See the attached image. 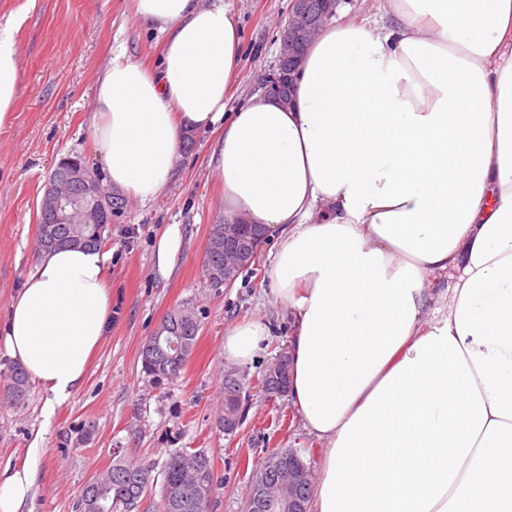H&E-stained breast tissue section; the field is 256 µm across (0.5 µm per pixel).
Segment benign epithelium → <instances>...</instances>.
<instances>
[{
    "label": "benign epithelium",
    "instance_id": "1",
    "mask_svg": "<svg viewBox=\"0 0 512 512\" xmlns=\"http://www.w3.org/2000/svg\"><path fill=\"white\" fill-rule=\"evenodd\" d=\"M337 0H293L288 24L282 38L288 45L293 63L288 70L273 67L265 72L259 87L269 96L285 100L283 88H293L305 47L315 38L320 29L335 13ZM53 215L55 224H101L112 223V192L100 183L98 174L79 160L64 159L50 175L40 202V213ZM251 225L236 219L224 224V237L212 241L211 250L224 253V286H231L239 267L248 265L253 257L239 249L238 242L250 233ZM288 375V353H282L266 374L264 391L273 398L284 394ZM241 397L224 399V431H233L241 421ZM288 451L270 454L256 471L255 484L260 495L254 499L256 512H265L270 501L281 503L285 512H306L301 496L309 488L310 471L305 465H288L283 470Z\"/></svg>",
    "mask_w": 512,
    "mask_h": 512
}]
</instances>
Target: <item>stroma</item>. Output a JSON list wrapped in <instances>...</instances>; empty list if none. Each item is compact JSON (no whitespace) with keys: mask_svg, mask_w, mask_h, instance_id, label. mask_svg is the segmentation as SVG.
<instances>
[{"mask_svg":"<svg viewBox=\"0 0 512 512\" xmlns=\"http://www.w3.org/2000/svg\"><path fill=\"white\" fill-rule=\"evenodd\" d=\"M240 19L241 64L226 97L227 110L244 104L258 78L276 62L292 0H225ZM14 16L21 92L11 120L0 127V324L38 253V204L58 162L80 157L103 169L95 150L93 104L100 76L116 53L151 64L164 36L135 15L134 0H0V20ZM215 135L196 132L162 195L128 201L103 233L110 260L112 318L85 383L47 409L30 384L13 401L0 391V470L32 461L37 471L32 512H77L83 488L115 458L152 465L151 485L137 512H156L162 469L170 454H205L214 463L209 512H243L256 470L272 451L296 450L312 470L322 446L302 427L288 396L267 399L260 380L291 339L290 311L270 291L273 243L242 269L232 287H211L204 272L210 228L223 223L220 191L208 168ZM180 247L169 276L156 269L155 250L169 228ZM199 320L195 350L174 378L147 376L140 351L163 317L178 307ZM258 320L269 334L252 362L226 358L233 326ZM243 384L239 427L224 433V373ZM37 456H30L32 446Z\"/></svg>","mask_w":512,"mask_h":512,"instance_id":"35a3bbf8","label":"stroma"}]
</instances>
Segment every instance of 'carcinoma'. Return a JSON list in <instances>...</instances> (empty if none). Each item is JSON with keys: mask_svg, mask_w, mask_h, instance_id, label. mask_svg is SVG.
Instances as JSON below:
<instances>
[{"mask_svg": "<svg viewBox=\"0 0 512 512\" xmlns=\"http://www.w3.org/2000/svg\"><path fill=\"white\" fill-rule=\"evenodd\" d=\"M38 225V241H46L53 248L60 246L98 247L103 241V229L98 224H53L51 217H40ZM166 329L168 336H182L188 346L196 345L199 323L195 313L189 308L171 311L159 324ZM154 337L144 343L141 350V363L144 371L158 381L177 375L185 363L171 362L174 370L166 373L153 368L154 352L150 345ZM8 389L16 400H21L27 390L29 377L25 370L15 365L4 372ZM213 463L204 454L175 453L165 463L164 480L161 487L159 512H207L206 506L214 488ZM151 480V469L144 464L127 462L122 459L112 464L101 480L93 506H88L85 495H80V512H132L137 502L146 491ZM180 481L194 485L195 501L190 507L176 505L169 489L172 484Z\"/></svg>", "mask_w": 512, "mask_h": 512, "instance_id": "carcinoma-1", "label": "carcinoma"}]
</instances>
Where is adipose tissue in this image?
I'll return each mask as SVG.
<instances>
[{"mask_svg": "<svg viewBox=\"0 0 512 512\" xmlns=\"http://www.w3.org/2000/svg\"><path fill=\"white\" fill-rule=\"evenodd\" d=\"M389 8L385 25L326 26L289 105L259 91L228 118L229 5L135 0L164 50L150 70L112 57L94 139L106 185L145 204L186 133L222 125L208 166L224 214L277 235L288 394L325 452L312 512H512V0ZM15 31L0 24V127L19 98ZM107 260L40 252L0 324L48 405L83 385L106 336ZM267 334L236 326L224 354L252 361ZM35 483L30 464L0 470V512H30Z\"/></svg>", "mask_w": 512, "mask_h": 512, "instance_id": "obj_1", "label": "adipose tissue"}]
</instances>
